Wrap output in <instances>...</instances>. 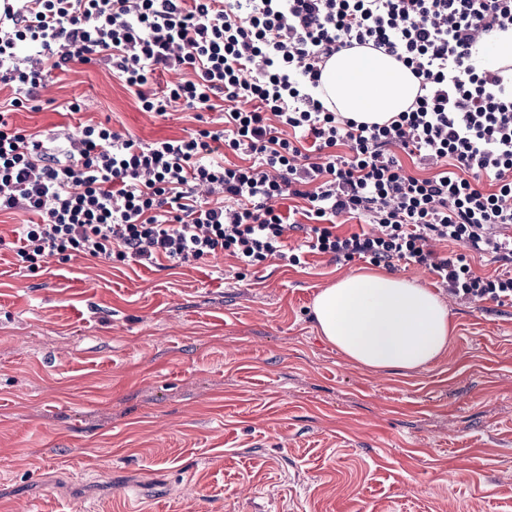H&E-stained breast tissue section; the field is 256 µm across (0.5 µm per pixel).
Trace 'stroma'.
<instances>
[{"instance_id":"1","label":"stroma","mask_w":512,"mask_h":512,"mask_svg":"<svg viewBox=\"0 0 512 512\" xmlns=\"http://www.w3.org/2000/svg\"><path fill=\"white\" fill-rule=\"evenodd\" d=\"M33 133L109 122L150 143L104 67L52 72ZM78 99L80 113L58 114ZM0 216V512H512V306L447 299V352L369 371L324 341L316 294L362 260L167 263L75 256L38 271Z\"/></svg>"}]
</instances>
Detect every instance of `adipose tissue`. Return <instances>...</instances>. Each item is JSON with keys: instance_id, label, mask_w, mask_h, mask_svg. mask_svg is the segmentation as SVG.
<instances>
[{"instance_id": "adipose-tissue-1", "label": "adipose tissue", "mask_w": 512, "mask_h": 512, "mask_svg": "<svg viewBox=\"0 0 512 512\" xmlns=\"http://www.w3.org/2000/svg\"><path fill=\"white\" fill-rule=\"evenodd\" d=\"M321 88L344 116L382 124L407 110L419 84L393 57L358 48L327 61ZM313 313L322 338L370 370L424 368L447 351L453 332L438 295L377 272L339 279L315 297Z\"/></svg>"}]
</instances>
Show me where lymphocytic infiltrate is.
<instances>
[{
    "label": "lymphocytic infiltrate",
    "instance_id": "obj_1",
    "mask_svg": "<svg viewBox=\"0 0 512 512\" xmlns=\"http://www.w3.org/2000/svg\"><path fill=\"white\" fill-rule=\"evenodd\" d=\"M512 32V0H0V84L11 108L52 70L105 62L142 111L226 105L222 124L145 143L103 123L66 141L26 133L0 110V213L22 210L16 254L113 256L142 264L220 254L251 267L281 252L388 269L429 268L467 302L512 305V77L479 67L480 40ZM368 48L419 81L384 124L319 96L325 63ZM177 73L156 89L155 72ZM436 166L409 173L403 158ZM208 200H200L199 190ZM307 202L304 222L281 209ZM369 217L341 234L336 218ZM462 253L438 256L429 241ZM504 266L482 276L463 252Z\"/></svg>",
    "mask_w": 512,
    "mask_h": 512
}]
</instances>
